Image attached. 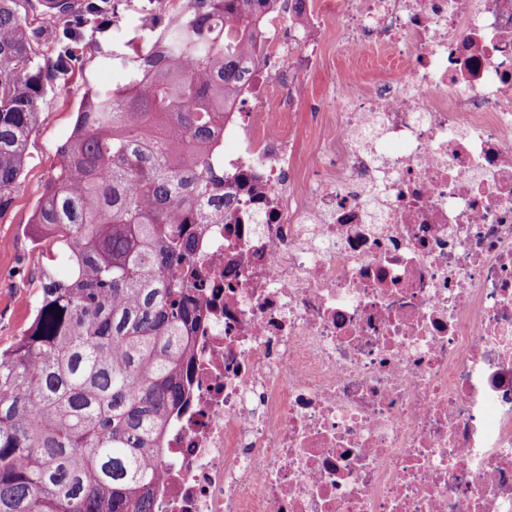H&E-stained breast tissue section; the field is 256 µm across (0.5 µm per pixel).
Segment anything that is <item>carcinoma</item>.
I'll list each match as a JSON object with an SVG mask.
<instances>
[{
    "label": "carcinoma",
    "instance_id": "1",
    "mask_svg": "<svg viewBox=\"0 0 512 512\" xmlns=\"http://www.w3.org/2000/svg\"><path fill=\"white\" fill-rule=\"evenodd\" d=\"M270 2L181 0L163 50L84 94L29 220L49 246L33 318L0 349V512H154L160 433L188 395V226L231 205L219 115ZM20 6L0 0V214L70 62Z\"/></svg>",
    "mask_w": 512,
    "mask_h": 512
}]
</instances>
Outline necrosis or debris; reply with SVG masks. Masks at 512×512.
<instances>
[{
	"instance_id": "1",
	"label": "necrosis or debris",
	"mask_w": 512,
	"mask_h": 512,
	"mask_svg": "<svg viewBox=\"0 0 512 512\" xmlns=\"http://www.w3.org/2000/svg\"><path fill=\"white\" fill-rule=\"evenodd\" d=\"M290 9L224 110L155 512H512V0H338L322 136Z\"/></svg>"
}]
</instances>
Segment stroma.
<instances>
[{
  "instance_id": "1",
  "label": "stroma",
  "mask_w": 512,
  "mask_h": 512,
  "mask_svg": "<svg viewBox=\"0 0 512 512\" xmlns=\"http://www.w3.org/2000/svg\"><path fill=\"white\" fill-rule=\"evenodd\" d=\"M175 0H120L107 26L80 45L70 71L49 88L46 110L27 143V163L14 192L10 209L0 215V238L10 239L12 248L0 253V347L8 346L30 323L43 258L26 234L27 223L42 185L58 163L57 147L70 131L83 93L90 88L107 90L122 79L121 64L133 46L146 44L153 36L144 21L167 13ZM325 62L305 73L303 81L311 105L304 110L302 124H314L329 87L341 64L334 45H326Z\"/></svg>"
}]
</instances>
